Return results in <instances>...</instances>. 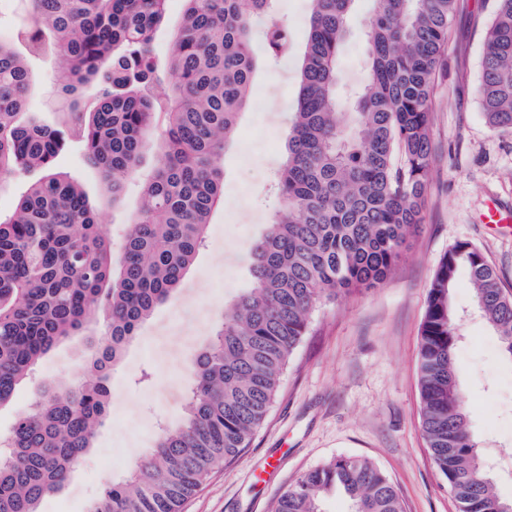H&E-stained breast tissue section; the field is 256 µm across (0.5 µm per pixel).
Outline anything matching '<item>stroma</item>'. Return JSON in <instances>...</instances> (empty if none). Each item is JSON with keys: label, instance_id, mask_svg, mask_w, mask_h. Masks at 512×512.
I'll use <instances>...</instances> for the list:
<instances>
[{"label": "stroma", "instance_id": "35a3bbf8", "mask_svg": "<svg viewBox=\"0 0 512 512\" xmlns=\"http://www.w3.org/2000/svg\"><path fill=\"white\" fill-rule=\"evenodd\" d=\"M496 0H458L448 46L437 72L430 130L431 173L422 222L388 277L368 291L323 302L296 348L279 395L252 445L214 474L183 512H274L278 497L308 469L340 455L374 462L397 488L404 512H457L421 426L418 344L431 281L443 255L467 242L495 268L512 294V223L482 221L489 203L512 210V131L490 128L478 104L483 41ZM297 59L263 65L252 101L224 151V202L173 295L139 328L111 374L110 413L94 444L44 512H88L131 458L151 448L160 423L183 412L194 361L222 319L224 303L251 281L252 243L270 223L278 201L271 191L288 134L297 88ZM64 62L32 65L31 106L55 126ZM155 157L146 154L126 184L125 202L104 201L96 171L78 149L60 154L58 171L98 199V213L121 255L141 185ZM461 339L456 374L474 442L491 457L500 496L512 498V358L476 306L466 271L452 291ZM86 334L58 344L0 407V442L15 417L31 409L43 384L66 386L88 374ZM274 469L260 478L266 463Z\"/></svg>", "mask_w": 512, "mask_h": 512}]
</instances>
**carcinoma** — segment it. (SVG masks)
<instances>
[{"label":"carcinoma","instance_id":"obj_1","mask_svg":"<svg viewBox=\"0 0 512 512\" xmlns=\"http://www.w3.org/2000/svg\"><path fill=\"white\" fill-rule=\"evenodd\" d=\"M167 2L29 0L30 18L0 39V181L42 173L0 217V407L55 346L103 325L92 377L45 387L33 411L15 420L0 456V512H41L92 447L112 399L111 369L179 286L223 199L221 158L250 105L258 66L296 51L292 30L275 19V0H183L160 59L154 41ZM357 2L312 0L288 155L274 176L280 206L253 244V283L224 303L193 366L183 415L159 428L153 447L90 512H182L249 447L318 305L381 284L418 229L435 75L458 0H374L363 20L365 79L351 85L339 61ZM49 55L67 62L62 93L81 97L56 128L30 109L28 61ZM478 98L490 127L512 129V0H498L486 30ZM71 140L116 207L145 144L155 142L119 258L87 192L55 169ZM461 267L512 357V295L483 254L459 242L439 262L420 330L422 429L458 512H512L472 443L456 382L450 290ZM333 494L350 502L349 512H404L387 476L356 456L305 472L275 512H322Z\"/></svg>","mask_w":512,"mask_h":512}]
</instances>
